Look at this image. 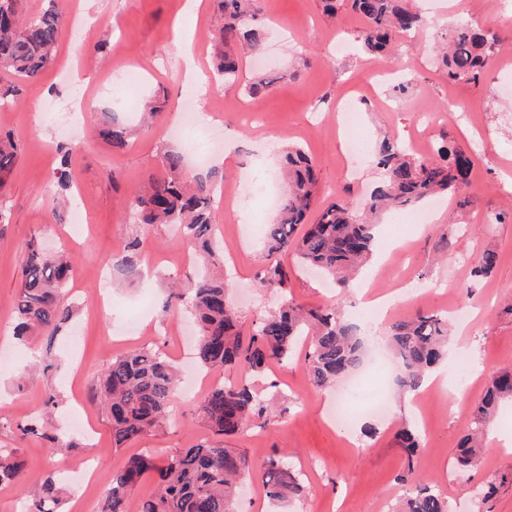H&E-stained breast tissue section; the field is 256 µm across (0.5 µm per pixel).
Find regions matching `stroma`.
Masks as SVG:
<instances>
[{
	"label": "stroma",
	"mask_w": 512,
	"mask_h": 512,
	"mask_svg": "<svg viewBox=\"0 0 512 512\" xmlns=\"http://www.w3.org/2000/svg\"><path fill=\"white\" fill-rule=\"evenodd\" d=\"M495 2L420 0L423 27L395 46L399 80L378 87V105L357 104L359 133L367 143L393 136L410 154L426 158L445 140L475 158L468 204L442 195L427 224H401L391 213L381 215L367 274L379 289L402 291L404 299L395 304L393 317L419 309L453 317L469 313L464 326L454 327L441 366L449 386H463L464 397L456 402L439 393L417 411L390 384L380 394L386 413L358 416L345 430L330 415L332 394L312 387L303 354L272 365L257 388L273 399L287 395L281 417L226 439L225 445L253 463L277 451L296 453L306 493L290 501L286 512H390L405 491L398 481L406 457L394 439L396 424L419 412L425 418L419 423L423 447L417 470L447 497L452 512H477L469 486L512 470L511 400L488 425L479 470L459 473L452 467L470 405L480 399L494 370L512 366V223L487 232L481 220L488 210L512 208V121L505 119L512 114V45L491 60L478 85L449 81L434 59L440 27L469 19L476 7L493 16ZM185 3L58 0L67 24L54 64L24 86L17 106L0 112V129L21 147L5 198L10 221L0 224V448L15 449L26 463L21 482L0 485V512H28L31 489L49 477L66 490L65 512H98L113 473L131 457L149 451L162 460L213 438L198 416L199 395L183 390L160 426L143 439L115 447L95 398L113 355L145 348L174 360L185 345L177 325L190 315L172 302L170 283L193 280L201 262L175 226L135 223L126 205L149 175L162 173L164 150L181 149L190 159L211 153L208 128L169 137V127L178 123L185 106L213 111L223 121V149L230 160L221 169L228 199L215 222L223 235L224 276L245 326L274 308L254 275L266 261L258 227L273 218L264 190H286L280 169L284 151L298 146L316 161L327 201L335 196L361 201L376 180L372 159L351 166L336 117L338 102L375 81V63L357 41L363 20L349 5L330 18L319 0H263L258 27L263 59L243 58L235 84L211 77L189 86L184 51L173 35ZM341 42L347 45L342 52L337 49ZM101 44L107 47L102 55L96 51ZM123 65L134 72L128 87L111 82L113 67ZM263 71L285 79L271 95L251 98L246 88ZM154 98L164 99V114L130 148L115 150L102 139L99 131L112 119L137 126L144 104ZM77 140L86 148L72 158V191L86 207L87 222L76 227L70 211L54 216L50 185L60 147ZM135 238L142 257L153 264L152 277H130L119 270L125 246ZM31 242L73 258L75 273L67 291L75 314L57 336L40 333L20 341L13 337V306ZM487 249L498 252V265L491 276L474 280L472 261ZM280 259L288 268L294 300L308 307L339 302L349 317H357L353 299H339L323 278L300 267L293 253ZM102 269L110 281L105 314L93 305ZM461 347L472 375L463 384L456 376ZM76 408L88 416L93 439L70 427L68 417ZM45 429L55 431L66 450L51 449L41 435ZM86 461L95 477L82 483L71 471Z\"/></svg>",
	"instance_id": "1"
}]
</instances>
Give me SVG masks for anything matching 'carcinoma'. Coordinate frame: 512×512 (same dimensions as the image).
<instances>
[{
	"mask_svg": "<svg viewBox=\"0 0 512 512\" xmlns=\"http://www.w3.org/2000/svg\"><path fill=\"white\" fill-rule=\"evenodd\" d=\"M22 2L0 0V72L14 79V85L0 92V105L11 104V97L18 93L17 84L35 82L54 63L65 25L56 0H50L51 6L33 17L25 15ZM259 2L220 0L224 23L212 30L210 37L220 47L213 71L226 84L236 83L240 74L239 59L226 46L240 43L244 53L262 54L260 35L252 26ZM349 2L364 20L359 42L375 61H390L396 41L423 26L421 16L406 7L405 0ZM502 44L497 28L456 24L442 45L448 79L478 84ZM285 79L284 74L261 77L250 84L248 94L269 93ZM102 136L119 150L131 140L128 128L115 120ZM81 150L78 144L65 148L56 173L60 189L70 187V157ZM19 157L20 147L11 134L0 131V190ZM162 164L164 175L149 176L147 186L131 192L129 209L140 224L178 225L183 242L199 251L206 263L216 264L221 249L213 220L217 171L190 175L183 155L171 149L164 152ZM375 164L378 181L364 203L357 205L343 198L327 203L319 198L317 167L306 153L298 147L284 153L288 190L280 198L273 222L265 227L268 256L255 274L261 287L279 296L278 306L245 331L240 315L228 301L224 277L205 272L177 292L198 325L195 356L199 364L208 370L234 367L240 373L235 381L213 385L199 402L201 420L219 439L184 448L161 465L149 454L129 459L112 478L100 512H237V483L254 476L262 478L274 503H284L304 491L301 470L292 459L273 455L255 465L236 449L224 447V438L243 433L255 420L267 423L276 415L274 404L255 388V381L265 376L271 364L289 360L304 346L310 382L315 390L324 391L359 367L367 340L359 325L345 319L339 307L306 309L289 297L288 268L277 255L293 250L303 265L333 279L344 292L373 257V218L386 211L412 210L433 193H463L474 160L452 145L439 147L435 158L414 160L397 139L385 138L375 148ZM314 209L318 214L309 224L307 217ZM498 261L495 250H484L473 263V275L490 276ZM72 274L73 264L65 257H48L35 244H28L14 305L17 335L40 330L53 337L72 319L73 307L65 299ZM385 336L397 360L396 383L405 393L416 392L431 368L448 356V316L443 314L410 313L390 323ZM177 392L176 366L160 352L138 349L114 356L100 384L113 445L120 448L158 425ZM508 398H512V368L504 367L490 375L482 397L468 410L467 433L453 456L458 470L478 469L481 448L477 440L499 404ZM413 426L407 422L398 433L407 460L400 480L409 488L396 512H451L448 498L417 474L420 441ZM153 471L158 477L156 492L130 507L131 488ZM21 477L22 463L15 453L0 449V484ZM504 486L512 487V472L486 485L478 484L474 496L484 512H492L493 496ZM62 499L63 489L48 479L34 490V508L29 512H59Z\"/></svg>",
	"mask_w": 512,
	"mask_h": 512,
	"instance_id": "1",
	"label": "carcinoma"
}]
</instances>
